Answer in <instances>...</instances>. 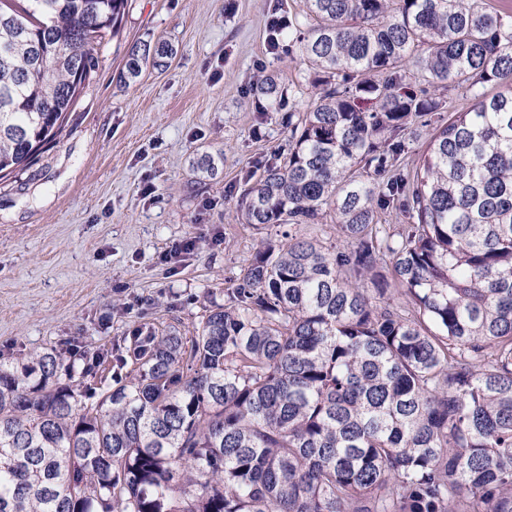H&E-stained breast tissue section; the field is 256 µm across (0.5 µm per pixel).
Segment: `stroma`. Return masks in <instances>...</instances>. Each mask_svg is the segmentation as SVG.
Returning <instances> with one entry per match:
<instances>
[{
    "label": "stroma",
    "instance_id": "obj_1",
    "mask_svg": "<svg viewBox=\"0 0 512 512\" xmlns=\"http://www.w3.org/2000/svg\"><path fill=\"white\" fill-rule=\"evenodd\" d=\"M277 3L303 8L128 0L55 139L0 178L1 354L185 333L223 303L270 236L241 221L244 178L288 146L285 113L257 112L250 79L266 70L291 87L309 77L268 47ZM146 42L174 54L125 80L131 48ZM187 239L192 251L166 259Z\"/></svg>",
    "mask_w": 512,
    "mask_h": 512
}]
</instances>
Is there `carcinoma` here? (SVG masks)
Listing matches in <instances>:
<instances>
[{
	"label": "carcinoma",
	"mask_w": 512,
	"mask_h": 512,
	"mask_svg": "<svg viewBox=\"0 0 512 512\" xmlns=\"http://www.w3.org/2000/svg\"><path fill=\"white\" fill-rule=\"evenodd\" d=\"M30 2L0 0V176L59 132L128 4ZM303 2L268 34L313 100L249 83L288 149L246 175L242 221L288 240L189 337L0 355V512H512V13ZM449 87L472 101L410 170ZM327 212L336 238L299 232Z\"/></svg>",
	"instance_id": "carcinoma-1"
}]
</instances>
